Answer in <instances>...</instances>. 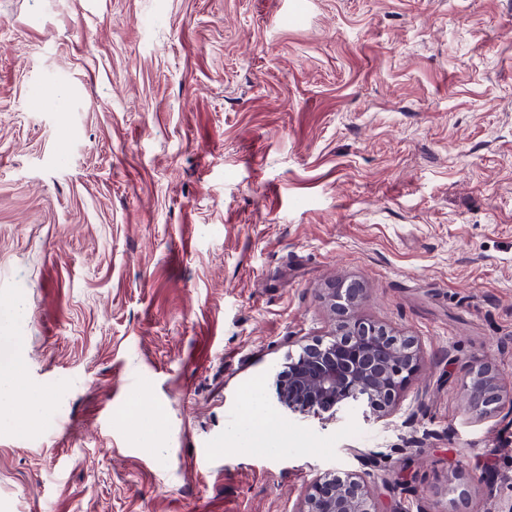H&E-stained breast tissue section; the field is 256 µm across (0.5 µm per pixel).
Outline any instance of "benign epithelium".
I'll return each instance as SVG.
<instances>
[{"mask_svg": "<svg viewBox=\"0 0 512 512\" xmlns=\"http://www.w3.org/2000/svg\"><path fill=\"white\" fill-rule=\"evenodd\" d=\"M367 298L356 281L327 289L324 299L332 315L329 340L302 346L280 374L278 401L303 414L335 415L343 407L364 406L389 416L399 396L421 366L418 342L355 310ZM464 410L480 421L512 406V381L499 370L479 364L461 382ZM296 512H381L370 482L358 472L326 474L303 497Z\"/></svg>", "mask_w": 512, "mask_h": 512, "instance_id": "7a95c632", "label": "benign epithelium"}]
</instances>
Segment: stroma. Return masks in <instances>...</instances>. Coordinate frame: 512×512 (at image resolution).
Returning a JSON list of instances; mask_svg holds the SVG:
<instances>
[{"label": "stroma", "mask_w": 512, "mask_h": 512, "mask_svg": "<svg viewBox=\"0 0 512 512\" xmlns=\"http://www.w3.org/2000/svg\"><path fill=\"white\" fill-rule=\"evenodd\" d=\"M416 337L395 411L277 399L322 299ZM0 330L23 392L0 512H507L512 0H0ZM260 393L268 443L243 408ZM461 390L464 410L480 421L491 417L506 403L512 407V381L487 364L471 366L465 373ZM295 512H381L370 482L358 472L325 474L311 485Z\"/></svg>", "instance_id": "1"}]
</instances>
